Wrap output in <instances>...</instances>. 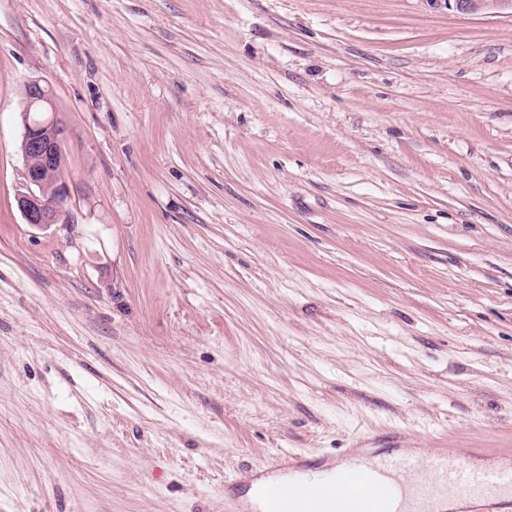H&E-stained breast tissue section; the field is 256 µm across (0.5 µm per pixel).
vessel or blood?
<instances>
[{
  "label": "vessel or blood",
  "instance_id": "obj_1",
  "mask_svg": "<svg viewBox=\"0 0 512 512\" xmlns=\"http://www.w3.org/2000/svg\"><path fill=\"white\" fill-rule=\"evenodd\" d=\"M348 454L351 465L340 469L287 455L273 468L240 473L239 483L253 493L248 512H434L447 493L494 512L512 499L511 465H476L464 453L439 452L425 462L407 453L366 457L357 447ZM339 487L347 495L338 502L329 493Z\"/></svg>",
  "mask_w": 512,
  "mask_h": 512
}]
</instances>
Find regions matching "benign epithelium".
Instances as JSON below:
<instances>
[{
	"instance_id": "obj_1",
	"label": "benign epithelium",
	"mask_w": 512,
	"mask_h": 512,
	"mask_svg": "<svg viewBox=\"0 0 512 512\" xmlns=\"http://www.w3.org/2000/svg\"><path fill=\"white\" fill-rule=\"evenodd\" d=\"M458 10L478 13L490 8L512 10V0H454ZM20 150L24 161L23 187L16 198L24 223L43 228L69 224V187L62 146L66 129L57 116L50 87L41 79L22 89Z\"/></svg>"
}]
</instances>
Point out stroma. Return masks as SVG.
Here are the masks:
<instances>
[{
	"mask_svg": "<svg viewBox=\"0 0 512 512\" xmlns=\"http://www.w3.org/2000/svg\"><path fill=\"white\" fill-rule=\"evenodd\" d=\"M358 434L512 458V12L0 0V512H228ZM43 82L31 79L22 89L19 116L24 173L16 198L24 223L38 228L71 223L62 150L66 129L57 116L53 93Z\"/></svg>",
	"mask_w": 512,
	"mask_h": 512,
	"instance_id": "1",
	"label": "stroma"
}]
</instances>
